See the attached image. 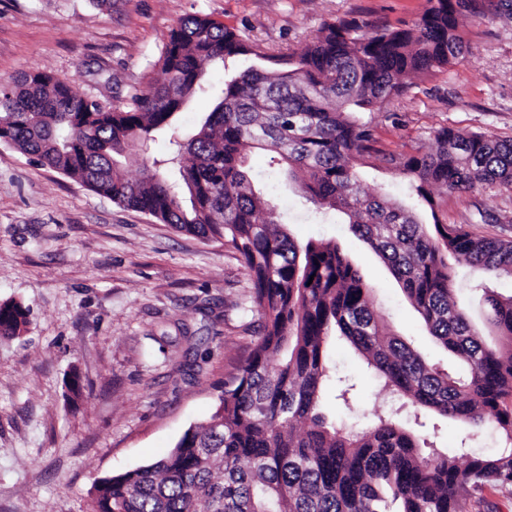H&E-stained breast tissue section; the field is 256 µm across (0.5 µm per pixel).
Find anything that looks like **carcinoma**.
<instances>
[{"instance_id": "obj_1", "label": "carcinoma", "mask_w": 512, "mask_h": 512, "mask_svg": "<svg viewBox=\"0 0 512 512\" xmlns=\"http://www.w3.org/2000/svg\"><path fill=\"white\" fill-rule=\"evenodd\" d=\"M397 26L356 18L327 23L299 53L267 54L208 16L171 28L162 81L123 107L77 93L52 74L0 83V143L76 178L91 191L175 229L224 241L251 282L247 361L224 382L203 424L150 465L104 478L92 512H497L486 492L512 496V295L484 289L489 345L455 300L450 259L512 276V238L469 224H424L408 207L362 192L357 161L376 156L410 179L417 202L431 188L512 187V140L442 127L430 153L399 157L374 147L353 113L408 88L417 72L452 66L464 52L462 12L479 0H428ZM268 66L224 80L214 108L187 141L150 158L156 136L205 84L209 69L240 56ZM262 150L318 208L343 213L401 284L431 336L459 361L442 370L381 323L372 288L333 243L295 242L275 205L244 170ZM138 163L146 174L124 175ZM21 305H0V336L25 324ZM345 337L383 391L414 414L433 411L463 433L491 425L490 456L462 448L420 451L396 416L354 430L322 409L328 343Z\"/></svg>"}]
</instances>
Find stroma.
<instances>
[{
	"label": "stroma",
	"mask_w": 512,
	"mask_h": 512,
	"mask_svg": "<svg viewBox=\"0 0 512 512\" xmlns=\"http://www.w3.org/2000/svg\"><path fill=\"white\" fill-rule=\"evenodd\" d=\"M481 14L461 19L468 48L457 64L414 75L402 96L360 113L386 153L411 155L436 147L434 133L451 127L512 139V17L501 0H482ZM427 0H0V81L28 72L72 79L79 93L124 106L131 88L161 81L158 64L169 30L206 15L270 53L301 49L325 23L357 17L380 24L411 20ZM251 57L209 70L172 127L158 134L157 157L169 141L195 133L212 110L226 72L254 65ZM248 165L257 187L271 194L289 235L299 243H336L372 290L381 321L430 363L447 366L382 260L345 224L322 214L264 152ZM364 192L410 205L409 181L395 167L370 160L360 172ZM444 224H469L496 237L512 222V188L433 192ZM456 297L487 341L480 274L454 262ZM249 281L223 242L177 231L120 207L34 157L0 144V304L27 313L19 335L0 336V512H88L101 479L151 464L191 426L205 422L224 382L244 363L250 336L240 305ZM331 371L351 385L349 403L328 388L324 410L367 428L373 411L390 404L360 354L330 344ZM79 372L80 398L69 391ZM400 421L428 445L458 447L456 426L434 413Z\"/></svg>",
	"instance_id": "obj_1"
}]
</instances>
